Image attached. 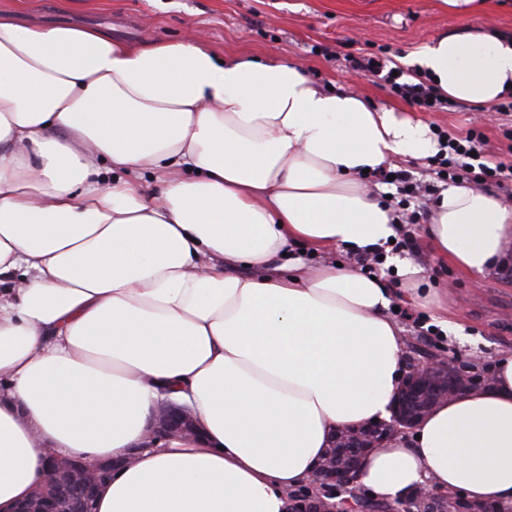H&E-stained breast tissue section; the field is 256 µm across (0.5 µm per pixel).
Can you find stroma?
I'll return each instance as SVG.
<instances>
[{"label":"stroma","mask_w":512,"mask_h":512,"mask_svg":"<svg viewBox=\"0 0 512 512\" xmlns=\"http://www.w3.org/2000/svg\"><path fill=\"white\" fill-rule=\"evenodd\" d=\"M20 24H77L111 30L136 45L178 42L203 33L219 55L252 53L293 61L321 87L351 89L379 105L410 113L432 130L454 135L482 132L492 153L505 158L512 142L487 106L422 111L397 96L382 74L353 78L350 56L372 55L396 63L437 36L468 25L512 35V0H488L484 11L461 21L442 0H0ZM412 243L400 250L439 288L441 307H413L422 323L399 319L405 367L439 351L492 370L496 355L512 354V261L490 276H471L443 262L422 227H408ZM441 333H426L425 324Z\"/></svg>","instance_id":"stroma-1"}]
</instances>
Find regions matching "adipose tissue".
<instances>
[{
  "label": "adipose tissue",
  "mask_w": 512,
  "mask_h": 512,
  "mask_svg": "<svg viewBox=\"0 0 512 512\" xmlns=\"http://www.w3.org/2000/svg\"><path fill=\"white\" fill-rule=\"evenodd\" d=\"M401 62L456 101L512 94V38L462 27ZM438 150L421 121L283 59L0 16V512L51 454L133 456L96 512H287L317 491L336 431L391 414L392 305L435 301L412 260L391 257L396 290L329 254L401 229L365 170ZM423 233L489 274L512 254V207L451 184ZM165 398L202 436L142 447ZM358 481L388 502L429 483L512 506V355L387 437Z\"/></svg>",
  "instance_id": "1"
}]
</instances>
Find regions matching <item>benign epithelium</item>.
I'll list each match as a JSON object with an SVG mask.
<instances>
[{
  "instance_id": "7a95c632",
  "label": "benign epithelium",
  "mask_w": 512,
  "mask_h": 512,
  "mask_svg": "<svg viewBox=\"0 0 512 512\" xmlns=\"http://www.w3.org/2000/svg\"><path fill=\"white\" fill-rule=\"evenodd\" d=\"M463 374L466 369L457 358L430 354L416 366L402 385L391 409L390 418L365 426L364 431L346 432L319 463L316 482L319 492L306 494L289 503L290 512H448L447 497L426 483L408 492L397 505L387 506L379 499L336 497L352 491L361 459L394 431L413 427L430 406L460 395L467 388L454 383L448 373ZM198 427L191 413L182 405L165 400L153 418L144 447H153L168 437L193 436ZM342 447L336 460V447ZM134 457L89 466L74 458L45 461L42 478L17 512H55L51 502L64 504L66 512H94L93 505L102 485L118 467L132 464Z\"/></svg>"
}]
</instances>
